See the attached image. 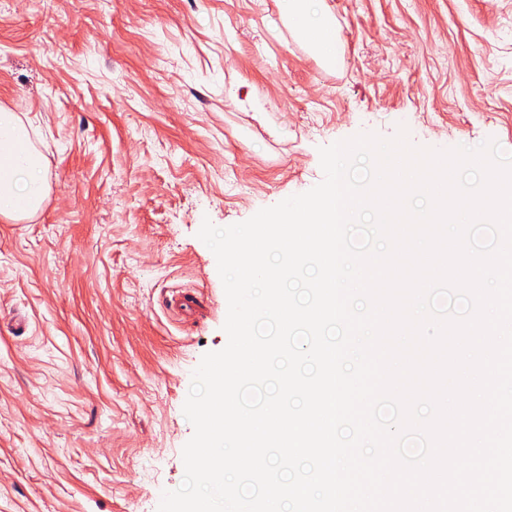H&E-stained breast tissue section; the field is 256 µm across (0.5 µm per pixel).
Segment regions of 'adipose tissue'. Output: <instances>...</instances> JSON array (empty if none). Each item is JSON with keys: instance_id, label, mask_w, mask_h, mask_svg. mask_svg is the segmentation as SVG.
Returning <instances> with one entry per match:
<instances>
[{"instance_id": "1", "label": "adipose tissue", "mask_w": 512, "mask_h": 512, "mask_svg": "<svg viewBox=\"0 0 512 512\" xmlns=\"http://www.w3.org/2000/svg\"><path fill=\"white\" fill-rule=\"evenodd\" d=\"M289 22L313 35L314 50L324 61L337 63L343 47L328 21L323 0H279ZM30 136L22 120L0 108V218L14 223L38 212L47 196L42 179L44 160L29 150Z\"/></svg>"}]
</instances>
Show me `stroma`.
I'll list each match as a JSON object with an SVG mask.
<instances>
[{"label":"stroma","instance_id":"35a3bbf8","mask_svg":"<svg viewBox=\"0 0 512 512\" xmlns=\"http://www.w3.org/2000/svg\"><path fill=\"white\" fill-rule=\"evenodd\" d=\"M326 5L332 69L277 0H0V107L50 187L0 221V512H157L182 484L192 374L227 344L203 220L308 191L359 133L512 154V0ZM201 297L190 290L175 289L171 291V297H167L166 306L178 317H194L200 314Z\"/></svg>","mask_w":512,"mask_h":512}]
</instances>
